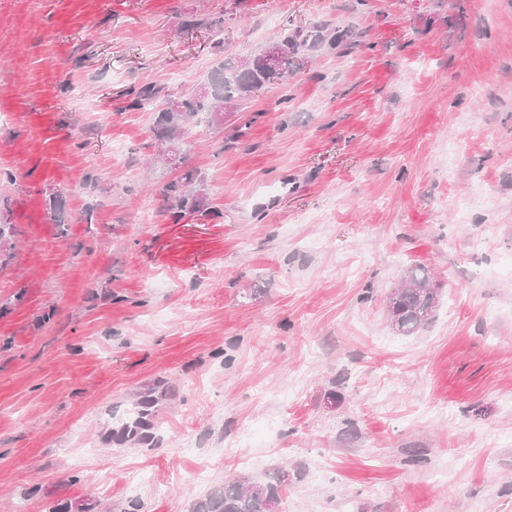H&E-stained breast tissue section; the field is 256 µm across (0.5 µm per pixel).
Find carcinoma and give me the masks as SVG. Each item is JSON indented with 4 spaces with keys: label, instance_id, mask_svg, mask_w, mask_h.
Instances as JSON below:
<instances>
[{
    "label": "carcinoma",
    "instance_id": "obj_1",
    "mask_svg": "<svg viewBox=\"0 0 512 512\" xmlns=\"http://www.w3.org/2000/svg\"><path fill=\"white\" fill-rule=\"evenodd\" d=\"M348 33L336 35L327 25L298 27L284 32L279 45L281 60L280 84L296 76L298 63L308 61V52L325 43L331 48L343 42ZM264 53L241 60L238 64H221L200 88L174 96L153 84L130 87L124 95L127 110H145L157 114L155 125L156 158L164 165V154L180 149L188 126L204 117L217 128L224 119L237 113L239 102L255 95L267 86L264 74ZM168 209L181 219L204 213L208 205V185L197 172H185L169 180L163 189ZM15 225L10 222V210H0V252L14 247ZM440 285L434 275L424 268L413 269L401 285L389 296L387 313L396 331L413 334L427 324L438 309ZM288 472L275 470L260 483L244 480L227 482L197 501L192 512H276Z\"/></svg>",
    "mask_w": 512,
    "mask_h": 512
}]
</instances>
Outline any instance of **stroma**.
<instances>
[{"label":"stroma","mask_w":512,"mask_h":512,"mask_svg":"<svg viewBox=\"0 0 512 512\" xmlns=\"http://www.w3.org/2000/svg\"><path fill=\"white\" fill-rule=\"evenodd\" d=\"M324 22L356 46L257 93L233 148L190 126L211 211L162 214L124 90ZM5 170L0 512H191L277 468L279 512H512V0H0ZM415 264L441 301L404 336ZM441 288L424 268L413 269L389 296L387 313L396 331L413 334L427 324L438 309Z\"/></svg>","instance_id":"1"}]
</instances>
